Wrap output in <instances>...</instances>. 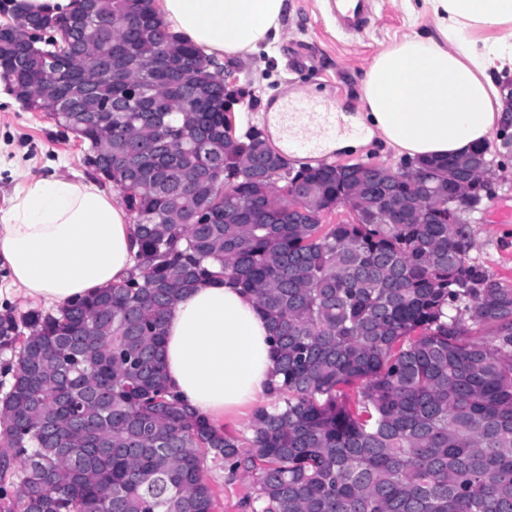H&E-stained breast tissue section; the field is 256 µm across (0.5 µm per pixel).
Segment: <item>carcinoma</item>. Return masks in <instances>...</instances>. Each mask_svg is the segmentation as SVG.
I'll use <instances>...</instances> for the list:
<instances>
[{
    "label": "carcinoma",
    "instance_id": "cac0c4a2",
    "mask_svg": "<svg viewBox=\"0 0 512 512\" xmlns=\"http://www.w3.org/2000/svg\"><path fill=\"white\" fill-rule=\"evenodd\" d=\"M49 24L92 27L124 0H79ZM181 61H210L174 35ZM54 41L13 68L0 47V82L28 87L17 100L40 111L33 75ZM159 46H133L123 85L166 95L154 81ZM80 122L62 111L93 157L109 127L136 147L153 136L138 109ZM162 132L183 141L180 164L197 162L183 139L185 113L167 98ZM224 149V190L215 224H192L196 198H175L150 177L128 193L119 168H101L134 215L139 250L129 277L73 300L55 313L17 321L0 314V350L16 352L10 390L0 399V499L8 512H216L202 476L204 454L232 474L254 479L252 512H512V286L470 256L469 224L454 218L451 190L458 156L384 171L379 185L357 188L336 165H303L274 175L263 139L230 137L223 104L206 116ZM473 187L493 172L478 148ZM404 204L401 224L382 206ZM421 199L425 223L409 203ZM269 203L280 224L258 219ZM362 215L324 224L336 203ZM231 278L254 294L272 331L278 401L255 410L248 450L237 437L190 412L170 391L163 366V321L196 283ZM31 329L23 336L21 327ZM486 332L467 340L471 330ZM19 484L4 483L10 463Z\"/></svg>",
    "mask_w": 512,
    "mask_h": 512
}]
</instances>
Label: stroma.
Wrapping results in <instances>:
<instances>
[{
    "label": "stroma",
    "mask_w": 512,
    "mask_h": 512,
    "mask_svg": "<svg viewBox=\"0 0 512 512\" xmlns=\"http://www.w3.org/2000/svg\"><path fill=\"white\" fill-rule=\"evenodd\" d=\"M282 20L283 35L272 49L232 58L235 81L237 134L249 129L267 130V115L287 92L303 93L349 114L357 112L364 74L373 57L410 23L405 0H374V17L363 34L347 36L328 19L327 0H288ZM0 153L9 165L0 168V201L13 190L19 173L39 175L57 166L75 176H90L86 148L72 136H62L43 112H32L0 102ZM512 209V157L494 163L493 195L484 200L471 225V255L483 269L512 285V221H499ZM205 480L213 487L216 512H251L252 477L229 474L222 460L206 457Z\"/></svg>",
    "instance_id": "stroma-1"
}]
</instances>
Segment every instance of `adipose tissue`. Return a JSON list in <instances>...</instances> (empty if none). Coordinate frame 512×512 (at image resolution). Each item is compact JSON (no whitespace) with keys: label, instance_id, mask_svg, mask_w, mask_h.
I'll return each instance as SVG.
<instances>
[{"label":"adipose tissue","instance_id":"ef3b65f1","mask_svg":"<svg viewBox=\"0 0 512 512\" xmlns=\"http://www.w3.org/2000/svg\"><path fill=\"white\" fill-rule=\"evenodd\" d=\"M434 28L412 26L380 50L365 74L360 110L344 133L316 121L268 115L275 144L352 152L381 140L408 159L468 152L494 135L503 108L497 73L512 70V0H423ZM170 32L215 59L277 43L288 0H156ZM136 227L92 178L59 171L28 176L0 209V300L62 305L126 278ZM171 390L193 413L225 416L271 399L272 332L256 298L231 279L185 293L164 324Z\"/></svg>","mask_w":512,"mask_h":512}]
</instances>
